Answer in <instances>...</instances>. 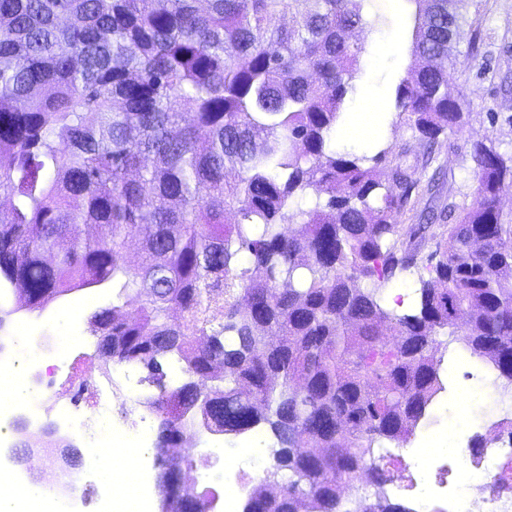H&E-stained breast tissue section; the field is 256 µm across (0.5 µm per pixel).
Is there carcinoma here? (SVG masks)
<instances>
[{"mask_svg": "<svg viewBox=\"0 0 512 512\" xmlns=\"http://www.w3.org/2000/svg\"><path fill=\"white\" fill-rule=\"evenodd\" d=\"M367 2L0 0V309L112 294L89 331L104 368L157 383L144 405L179 468L200 431L276 440L260 485L277 493L242 512H349L342 483L367 512H413L376 444L415 435L451 344L503 391L472 455L512 438V155L474 141L475 198L438 224L396 142L336 148L365 53L345 33ZM409 2L415 63L379 120L417 133L426 167L469 117L448 95L449 34L472 0ZM416 266V305L387 308L386 285ZM173 492L204 512V490Z\"/></svg>", "mask_w": 512, "mask_h": 512, "instance_id": "obj_1", "label": "carcinoma"}]
</instances>
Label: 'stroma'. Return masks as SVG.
I'll return each instance as SVG.
<instances>
[{"instance_id": "1", "label": "stroma", "mask_w": 512, "mask_h": 512, "mask_svg": "<svg viewBox=\"0 0 512 512\" xmlns=\"http://www.w3.org/2000/svg\"><path fill=\"white\" fill-rule=\"evenodd\" d=\"M372 18L364 28L349 32L348 38L366 46L360 66L362 72L355 80L357 89L368 88L380 100H387L393 84L405 75L411 64L408 53L410 22L402 0H371ZM464 38L456 44L460 66L448 84L451 96L465 99L470 117L463 131L451 139H440L435 147L436 165L444 173L437 194L426 199V206L441 209L448 202L471 203L476 180L468 153L471 141L492 140L503 153H512V88L504 89V81H512V0H474L463 26ZM476 35L477 51L469 53V35ZM389 46L390 51L376 55L378 46ZM105 297L76 292L48 305L44 310L19 309L6 319L8 336L6 346L22 351L19 334L23 326L40 324L57 332H66L65 311L74 309L90 315L107 305ZM147 372L129 367L114 373L113 385L126 399L125 410L114 411L112 422L156 429L154 413L142 407L144 398L157 395L155 384L146 378ZM478 380L475 363L451 366L448 375L450 392L442 396L431 416L423 424L424 431L442 432L448 427L449 416L455 415V395H469Z\"/></svg>"}]
</instances>
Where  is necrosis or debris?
<instances>
[{
    "instance_id": "4bbe7bcc",
    "label": "necrosis or debris",
    "mask_w": 512,
    "mask_h": 512,
    "mask_svg": "<svg viewBox=\"0 0 512 512\" xmlns=\"http://www.w3.org/2000/svg\"><path fill=\"white\" fill-rule=\"evenodd\" d=\"M61 342L58 336H31L25 355L0 350V383L10 392L8 401L0 402V447H13L12 425L20 418L29 426L32 446L46 447L42 415L48 404L56 412L59 438L75 433L85 438L89 472H100L107 449L149 447L147 430L113 425L111 387L102 384L90 371L73 376L75 349L62 347ZM47 357L54 360L59 370L68 373L69 401L49 398L45 392L43 360ZM465 432V426L449 424L447 447H437L436 437L426 436L420 447L399 457L400 480L420 512H429L431 503L441 499L447 501L449 512H496L501 495L512 494V451L497 455L491 462L465 457ZM124 479L120 472L114 480H99L94 512H151L152 494L146 470H138L131 480V490H124Z\"/></svg>"
}]
</instances>
